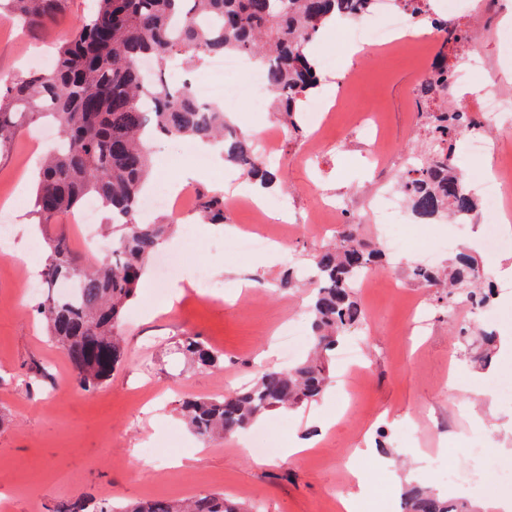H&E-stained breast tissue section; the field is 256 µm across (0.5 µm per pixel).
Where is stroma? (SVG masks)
I'll return each instance as SVG.
<instances>
[{
  "mask_svg": "<svg viewBox=\"0 0 512 512\" xmlns=\"http://www.w3.org/2000/svg\"><path fill=\"white\" fill-rule=\"evenodd\" d=\"M468 2L472 12L460 22L482 34L480 48L497 78L495 87L512 96V55L503 54L493 38L505 13L497 0ZM88 8L89 0H67L55 21L33 29L0 20V81L34 72L43 52H54ZM316 47L320 56L337 54L328 41H317ZM337 56L325 80L339 82V104L320 136H292L273 110L246 101L233 107L242 130L279 133L273 192L287 205L286 223L267 221L244 203L225 211L220 226L200 223L192 210L179 215L165 250L183 253L181 278L207 267L224 294L209 305L171 308L157 298L162 282L148 269L124 313L125 359L91 395L74 389L66 355L23 290L24 279L36 276L28 263L30 244L46 240L53 229L32 225L28 209L15 201L19 194H33L37 162L48 145L37 140L35 128L24 126L0 155V201L15 208L11 253L0 258V491L9 495L0 512H49L77 493L127 503L185 500L206 491L223 492L259 512H341L342 497L357 492L351 477L358 467L374 479L387 475L392 512H404L405 494L413 489L459 500L472 512H495L489 505L498 494L494 478L460 496L427 471L424 460L436 448L456 462L461 449L480 437L502 465L512 466V400L488 388L500 369L512 364L501 342L512 330V278L498 280L494 299L476 317L467 307H440L442 289L409 274L425 248L444 238L456 244L438 254L437 266L462 251L482 257L480 224L469 225L462 236L453 224L407 228L406 248L387 256L375 281L358 294L366 320L352 335L363 349L359 366L331 355L332 382L321 400L270 412L254 424L270 446L263 464L244 451L245 433L201 442L177 415L184 395L221 397L262 368L282 367V333L294 316L305 314L306 297L302 288H284L280 281L323 244L315 223L320 194L344 207L395 188L405 159L421 149L416 90L433 56L408 44L352 59ZM152 156L158 184L190 180L197 193L228 199L244 182L230 167L221 173L197 167L187 140L157 142ZM189 224L198 227L192 244L185 234ZM238 229L263 234L272 248L239 254L233 244ZM416 306L431 310L425 328L413 326ZM472 322L496 336L489 366L475 362L478 344L457 336L461 325ZM186 333L223 353V365L201 369L185 363L174 342ZM327 418L332 427L318 445L285 456V448ZM381 429L390 447L381 462L357 456V449L375 446ZM151 441L158 450L148 456L142 448Z\"/></svg>",
  "mask_w": 512,
  "mask_h": 512,
  "instance_id": "35a3bbf8",
  "label": "stroma"
}]
</instances>
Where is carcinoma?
Returning a JSON list of instances; mask_svg holds the SVG:
<instances>
[{"label": "carcinoma", "instance_id": "cac0c4a2", "mask_svg": "<svg viewBox=\"0 0 512 512\" xmlns=\"http://www.w3.org/2000/svg\"><path fill=\"white\" fill-rule=\"evenodd\" d=\"M65 0H0V18L30 27L52 21ZM377 0H94L91 10L56 45L52 67L0 82V155L26 122L51 119L61 140L42 166L30 212L33 223L60 222L48 241L44 266L47 288L60 282L77 286L75 298L51 293L39 304L49 336L62 348L74 372V386L85 393L102 388L123 362L122 313L136 297L144 266L159 250L165 225L139 220L144 186L152 175L147 142L179 136L224 146V163L264 185L276 174L259 154L254 139L228 119L222 105H204L189 86L166 84L162 70L177 56L196 63L226 53L257 57L277 108L294 134L301 103L318 86L320 66L309 61L312 42L330 29V21L363 18ZM416 24L431 19L428 0H393ZM441 50L418 90L433 103L448 91V44L469 39L454 23L440 27ZM156 64L152 77L142 62ZM426 150L406 167L399 191L414 216L431 224L448 216L468 220L480 207L462 173L450 161L449 144L462 131L444 109L421 113ZM95 201L112 211L122 227L112 256L89 268L70 246L61 220ZM197 212L208 224L224 223V197L206 195ZM358 225L347 224L341 240L313 257L316 273L309 309L316 350L332 351L339 339L364 320L357 282L382 260L381 251L357 238ZM485 273L469 256L448 267V287L478 309L495 295L484 287ZM175 347L198 368H217L222 356L197 336L184 335ZM328 386L323 357L292 368H264L253 383L220 399L185 396L180 413L205 440L217 432L232 435L270 411L299 407L319 399ZM56 512H246L224 494L204 492L183 505L152 500L132 505L92 501L76 496L60 502ZM406 512H464V506L433 493L414 491Z\"/></svg>", "mask_w": 512, "mask_h": 512}]
</instances>
